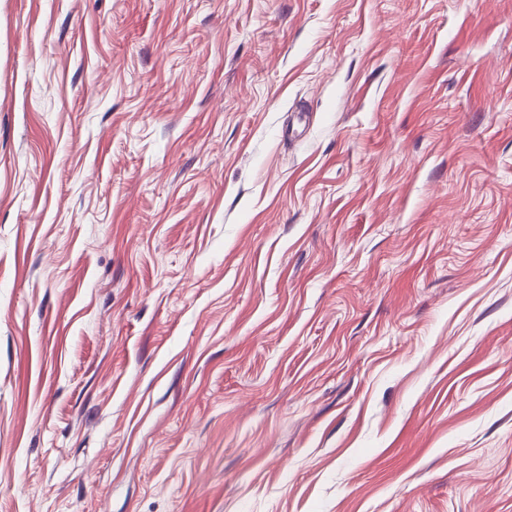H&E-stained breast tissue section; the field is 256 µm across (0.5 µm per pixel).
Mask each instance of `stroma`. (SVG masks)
Segmentation results:
<instances>
[{
  "instance_id": "1",
  "label": "stroma",
  "mask_w": 512,
  "mask_h": 512,
  "mask_svg": "<svg viewBox=\"0 0 512 512\" xmlns=\"http://www.w3.org/2000/svg\"><path fill=\"white\" fill-rule=\"evenodd\" d=\"M0 512H512V0H0Z\"/></svg>"
}]
</instances>
